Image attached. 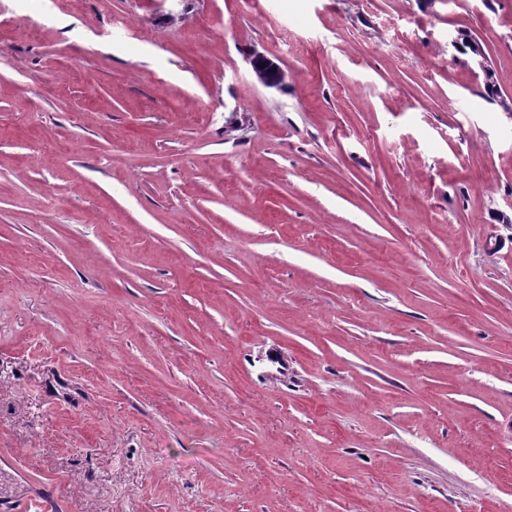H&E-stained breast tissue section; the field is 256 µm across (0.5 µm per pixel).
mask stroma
<instances>
[{
    "label": "stroma",
    "instance_id": "stroma-1",
    "mask_svg": "<svg viewBox=\"0 0 512 512\" xmlns=\"http://www.w3.org/2000/svg\"><path fill=\"white\" fill-rule=\"evenodd\" d=\"M2 51L0 512H512V0H0ZM248 60L252 74L259 83L277 89L285 84L287 74L273 58L265 53L253 50L249 54Z\"/></svg>",
    "mask_w": 512,
    "mask_h": 512
}]
</instances>
